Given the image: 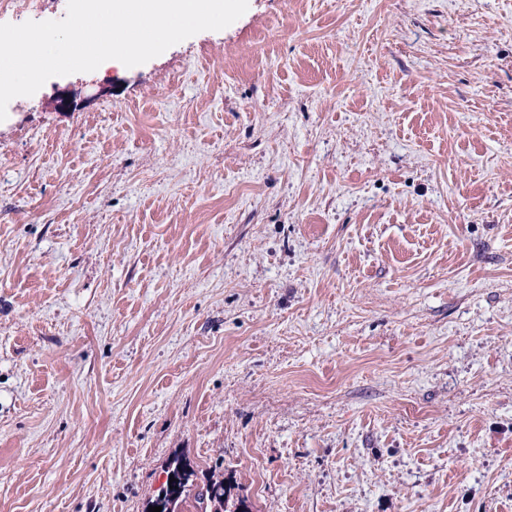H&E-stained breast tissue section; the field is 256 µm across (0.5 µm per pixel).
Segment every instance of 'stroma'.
Listing matches in <instances>:
<instances>
[{"mask_svg":"<svg viewBox=\"0 0 512 512\" xmlns=\"http://www.w3.org/2000/svg\"><path fill=\"white\" fill-rule=\"evenodd\" d=\"M176 455L512 512V0H248L9 102L0 512H142Z\"/></svg>","mask_w":512,"mask_h":512,"instance_id":"1","label":"stroma"}]
</instances>
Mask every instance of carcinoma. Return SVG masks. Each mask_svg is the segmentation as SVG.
I'll return each mask as SVG.
<instances>
[{
  "mask_svg": "<svg viewBox=\"0 0 512 512\" xmlns=\"http://www.w3.org/2000/svg\"><path fill=\"white\" fill-rule=\"evenodd\" d=\"M167 467L177 476L178 504L184 512H212L216 500L238 506L239 501L231 495V481L226 478L207 474L180 455L170 459Z\"/></svg>",
  "mask_w": 512,
  "mask_h": 512,
  "instance_id": "cac0c4a2",
  "label": "carcinoma"
}]
</instances>
